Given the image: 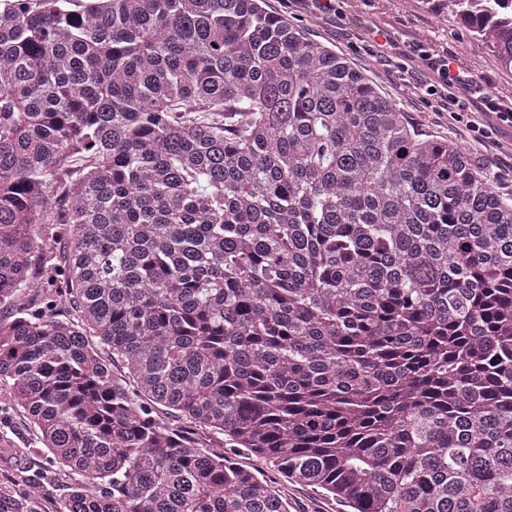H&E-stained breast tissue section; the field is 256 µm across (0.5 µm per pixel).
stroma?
<instances>
[{"instance_id": "obj_1", "label": "stroma", "mask_w": 512, "mask_h": 512, "mask_svg": "<svg viewBox=\"0 0 512 512\" xmlns=\"http://www.w3.org/2000/svg\"><path fill=\"white\" fill-rule=\"evenodd\" d=\"M271 14H279L303 27L313 38L345 55L364 70L381 91L395 99L409 121L422 133L467 144L466 133L442 119L435 98L420 94L422 70L407 73L408 56L421 46L449 55L468 69L495 95L512 97V73L503 71L484 47L472 40L447 13L432 10L428 0H344L340 15H319L303 0L284 8L279 0H266ZM389 31L393 44L377 52L369 38L370 30ZM501 143L492 154L479 155L481 167L490 171L503 193L512 192V129L495 134Z\"/></svg>"}]
</instances>
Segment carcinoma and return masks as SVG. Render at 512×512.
I'll list each match as a JSON object with an SVG mask.
<instances>
[{"instance_id":"obj_1","label":"carcinoma","mask_w":512,"mask_h":512,"mask_svg":"<svg viewBox=\"0 0 512 512\" xmlns=\"http://www.w3.org/2000/svg\"><path fill=\"white\" fill-rule=\"evenodd\" d=\"M485 2L448 12L512 72ZM32 290L0 403L56 512H291L226 441L355 512H512V194L262 0H0V303ZM7 435L14 443V448H25L34 443V432L25 416L20 411H14L7 419Z\"/></svg>"}]
</instances>
